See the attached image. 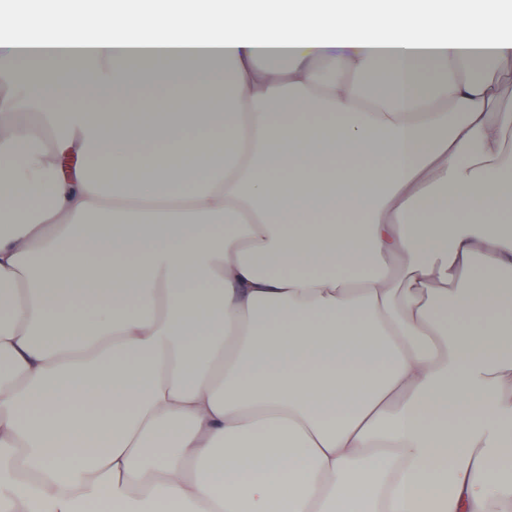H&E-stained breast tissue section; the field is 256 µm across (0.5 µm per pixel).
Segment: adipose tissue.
Masks as SVG:
<instances>
[{
	"mask_svg": "<svg viewBox=\"0 0 512 512\" xmlns=\"http://www.w3.org/2000/svg\"><path fill=\"white\" fill-rule=\"evenodd\" d=\"M490 59L502 0L1 13L0 512L511 506Z\"/></svg>",
	"mask_w": 512,
	"mask_h": 512,
	"instance_id": "obj_1",
	"label": "adipose tissue"
}]
</instances>
